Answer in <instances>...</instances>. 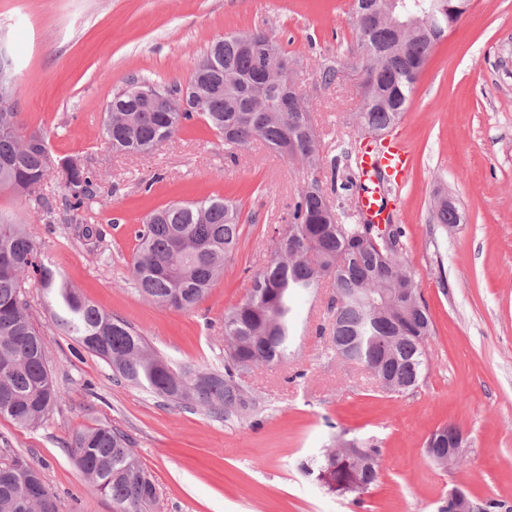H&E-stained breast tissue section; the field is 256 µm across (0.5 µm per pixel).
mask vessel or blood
Returning a JSON list of instances; mask_svg holds the SVG:
<instances>
[{"mask_svg":"<svg viewBox=\"0 0 512 512\" xmlns=\"http://www.w3.org/2000/svg\"><path fill=\"white\" fill-rule=\"evenodd\" d=\"M411 151L401 141L391 138L382 142H372L364 146L358 154V161L365 173L369 185L362 196V210L365 216L376 222L391 220L392 212L382 207V188L377 181L378 173H385L387 186L396 189L401 187L405 180L410 163Z\"/></svg>","mask_w":512,"mask_h":512,"instance_id":"1","label":"vessel or blood"}]
</instances>
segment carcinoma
<instances>
[{
  "instance_id": "carcinoma-1",
  "label": "carcinoma",
  "mask_w": 512,
  "mask_h": 512,
  "mask_svg": "<svg viewBox=\"0 0 512 512\" xmlns=\"http://www.w3.org/2000/svg\"><path fill=\"white\" fill-rule=\"evenodd\" d=\"M460 0H354L363 15H352L358 45L370 66L365 69L363 106L353 116V141L364 143L366 126L387 130L401 120L419 73L432 48L448 33V3ZM268 57L273 78L257 80L259 54ZM213 71H191L186 82L166 92L185 95L181 111L162 110L136 97L146 81L132 78L112 97L111 106L130 108L105 117L102 133L112 150L138 154L171 138L196 117L224 141L230 160L260 142L282 157L309 166L326 164L336 194L335 219L324 218L314 182L301 190L291 222L271 239L270 259L255 273L246 297L224 313V372L192 364L172 365L152 351L143 332L109 313L72 288L47 265L27 225L0 211V418L21 428L39 426L58 401L46 359L44 333L32 323L24 285L33 283L56 305L58 326L79 345L105 361L116 380L146 388L181 408H203L226 421L247 419L262 409V400L242 377L275 367L292 355V297L310 293L331 280L328 349L344 362L360 364L384 379L381 388L403 395L418 387L426 369L425 341L432 333L426 305L400 294L416 283L404 258L402 230L391 244L370 237L372 224L351 203L364 189L360 170L350 169L347 149L329 159L320 155L317 132L305 98L285 100L292 61L262 29L231 34L204 54ZM61 177L68 212L66 225L88 249L102 234L83 222L81 210L95 201L91 173L76 156H55L45 135L27 129L19 112H0V190L49 210L39 192L51 172ZM456 206L437 197L433 221L458 224ZM242 214L231 201L213 196L172 203L145 213L134 237L135 291L165 308L189 311L208 293L236 250ZM453 424L435 429L428 448H442ZM71 456L88 478L91 491L112 501V512H149L159 487L138 457L130 436L107 423L73 432ZM381 442L351 436L345 430L334 447L310 459L303 469L328 490L358 496L377 479ZM0 512H58L54 493L40 469L19 457H0Z\"/></svg>"
}]
</instances>
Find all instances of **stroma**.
I'll return each mask as SVG.
<instances>
[{
    "instance_id": "stroma-1",
    "label": "stroma",
    "mask_w": 512,
    "mask_h": 512,
    "mask_svg": "<svg viewBox=\"0 0 512 512\" xmlns=\"http://www.w3.org/2000/svg\"><path fill=\"white\" fill-rule=\"evenodd\" d=\"M351 4L0 0L16 108L55 155L80 156L92 172L98 202L87 217L103 241L91 252L67 233L55 176L41 189L52 212L4 190L0 210L29 225L44 261L89 301L141 330L155 352L223 372L225 311L268 262L274 230L289 222L299 192L316 180L328 184L330 175L260 144L229 162L199 119L149 154H117L101 134L105 109L129 78L170 87L215 39L263 29L294 61L322 152H338L361 105L366 65ZM329 65L338 77L325 84L320 71ZM391 134L409 143L412 164L406 185L387 200L434 326L419 386L389 394L363 368L327 354L316 334L332 296L323 288L293 299L291 359L247 378L264 412L253 421L218 420L117 382L104 361L57 328L54 307L29 288L59 401L34 429L0 418V448L40 465L59 512H112L68 450L73 431L98 423L132 437L160 488L151 512H440L454 488L512 512V0H471L429 56ZM442 193L455 199L459 224L432 222ZM211 195L239 202V247L194 310L157 307L132 288V228L150 209ZM446 423L467 438L463 459L448 470L424 449ZM338 429L382 443L379 479L356 501L301 467Z\"/></svg>"
}]
</instances>
